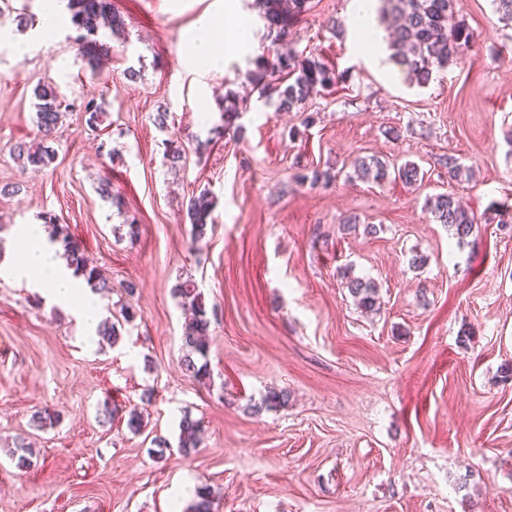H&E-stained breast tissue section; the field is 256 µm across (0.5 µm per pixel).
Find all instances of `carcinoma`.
I'll return each instance as SVG.
<instances>
[{
    "instance_id": "obj_1",
    "label": "carcinoma",
    "mask_w": 512,
    "mask_h": 512,
    "mask_svg": "<svg viewBox=\"0 0 512 512\" xmlns=\"http://www.w3.org/2000/svg\"><path fill=\"white\" fill-rule=\"evenodd\" d=\"M262 17L267 28L281 37L288 36L295 17L308 10L310 0H259ZM386 8L381 10L380 19L393 31L390 44L393 61L420 84L430 81L433 70L442 68L456 55L469 40V33L454 21V0H382ZM68 9L72 12L71 20L77 29L85 30L77 38L79 53L95 67L106 58L109 47L95 39L97 33L94 22L101 19L113 33L124 29V20L114 9L110 0H68ZM255 69L248 72V77L259 98L270 100L277 98L278 110L290 112L301 109L307 101L339 83L343 74L310 55L297 52L280 53L272 60L265 55L253 60ZM36 110V123L45 136L51 135L62 123L66 104L53 83H43L33 90ZM88 115L87 123L98 128L107 118L108 112L103 104L88 101L83 106ZM243 108L232 99H227L220 112L221 124L214 128L216 136L222 138L224 133L239 132L237 120ZM18 159L23 165L40 170L52 164L55 154L48 146H17ZM357 176L364 181L381 183L390 176L386 163L377 158H357L353 161ZM428 208L435 221L448 225L460 241L469 237L475 228L476 220L465 209L454 194L441 193L428 200ZM213 197L204 190L190 198L187 217L192 226V242L202 241L208 226L212 225ZM45 226L51 229L49 238L60 243L64 250L67 266L76 276H81L91 287L100 293L112 292V282L104 278L97 267L88 262L82 248L71 239L64 227L56 223L52 216H43ZM340 277L343 285L354 299L356 305L364 310L379 309L377 285L362 277L352 274L345 268ZM173 295L178 304L191 311V318L185 324L182 335V352L180 359L182 369L199 384L207 385L211 379L208 364L209 336L211 319L198 291L195 281L188 277L179 278L174 286ZM96 336L114 344L120 336L118 324L106 319L98 323ZM288 400L284 391H271L259 404L249 406L256 415L264 409L278 408ZM178 448L189 453L200 444L199 422L184 416L179 425ZM213 492L208 485L196 488L195 502L189 512H212Z\"/></svg>"
}]
</instances>
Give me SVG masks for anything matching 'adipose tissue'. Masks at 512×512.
I'll return each mask as SVG.
<instances>
[{"mask_svg": "<svg viewBox=\"0 0 512 512\" xmlns=\"http://www.w3.org/2000/svg\"><path fill=\"white\" fill-rule=\"evenodd\" d=\"M27 232L36 244L23 252L11 269L12 274L27 279L53 303L76 309L80 320L88 328H95L101 310L98 296L80 288L56 247L48 242L43 225H28Z\"/></svg>", "mask_w": 512, "mask_h": 512, "instance_id": "1", "label": "adipose tissue"}]
</instances>
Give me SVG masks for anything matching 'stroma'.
I'll return each mask as SVG.
<instances>
[{
	"instance_id": "stroma-1",
	"label": "stroma",
	"mask_w": 512,
	"mask_h": 512,
	"mask_svg": "<svg viewBox=\"0 0 512 512\" xmlns=\"http://www.w3.org/2000/svg\"><path fill=\"white\" fill-rule=\"evenodd\" d=\"M251 3L112 0L125 33L99 29L112 53L93 70L70 15L41 42L42 0H0V264L20 259L22 227L55 214L112 281L103 316L125 303L134 312L118 344H101L68 309L0 274V512H179L203 484L214 512H512V381L500 377L512 364V229L493 221L512 217V20L494 0H455L470 42L420 85L387 35L362 39L353 0H312L285 41ZM229 10L250 24L251 48L194 73L188 36ZM288 46L345 77L301 112L278 111L247 80L256 56ZM43 82L74 109L49 142L53 163L25 169L14 148L41 140ZM228 95L247 105L243 134L215 139ZM90 99L103 102L107 130L88 128ZM172 131L177 168L163 162ZM448 155L473 180H450ZM372 156L414 162L423 179H351L353 160ZM303 169L336 180L297 184ZM204 189L214 229L195 247L186 206ZM445 192L478 220L466 241L427 207ZM347 266L378 285L379 311L361 312L342 287ZM187 275L217 310L208 386L179 364L185 314L171 289ZM271 390L287 391V405L248 414ZM107 404L144 410V432L104 419ZM45 407L60 421L40 431L31 419ZM186 414L202 429L188 456ZM20 436L34 450L23 471L10 455Z\"/></svg>"
}]
</instances>
